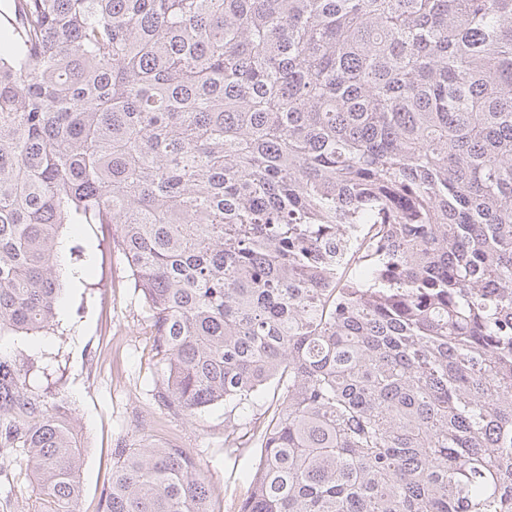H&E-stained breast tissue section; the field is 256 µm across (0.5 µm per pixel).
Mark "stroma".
Returning a JSON list of instances; mask_svg holds the SVG:
<instances>
[{
	"label": "stroma",
	"instance_id": "35a3bbf8",
	"mask_svg": "<svg viewBox=\"0 0 512 512\" xmlns=\"http://www.w3.org/2000/svg\"><path fill=\"white\" fill-rule=\"evenodd\" d=\"M114 231L105 224L64 230V292L53 330L2 337L0 354L27 362L33 392L71 400L88 447L80 512H99L115 448L146 437L184 449L214 489L215 512H237L259 451H225L223 405L189 417L158 399L162 365L152 348L149 313L124 257L112 248ZM77 270L82 278H74Z\"/></svg>",
	"mask_w": 512,
	"mask_h": 512
}]
</instances>
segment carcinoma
Returning <instances> with one entry per match:
<instances>
[{"instance_id": "obj_1", "label": "carcinoma", "mask_w": 512, "mask_h": 512, "mask_svg": "<svg viewBox=\"0 0 512 512\" xmlns=\"http://www.w3.org/2000/svg\"><path fill=\"white\" fill-rule=\"evenodd\" d=\"M0 337L52 326L69 224L150 313L157 396L275 383L238 512H512V0H9ZM0 357V461L78 512L64 399ZM180 448L101 512H211Z\"/></svg>"}]
</instances>
